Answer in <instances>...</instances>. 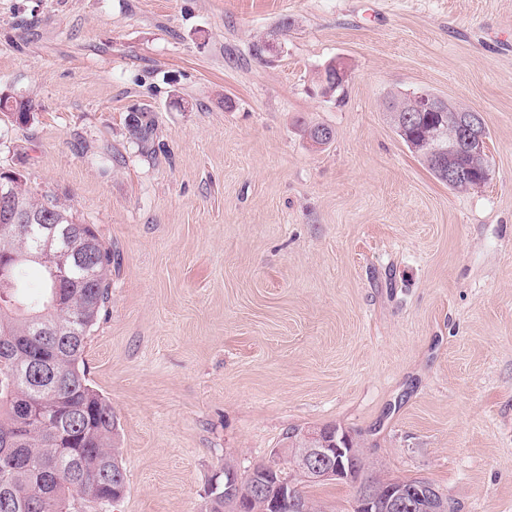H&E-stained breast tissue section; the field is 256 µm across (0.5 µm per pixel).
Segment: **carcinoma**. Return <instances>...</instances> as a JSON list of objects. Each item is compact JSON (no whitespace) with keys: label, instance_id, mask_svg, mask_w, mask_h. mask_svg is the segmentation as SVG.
Here are the masks:
<instances>
[{"label":"carcinoma","instance_id":"cac0c4a2","mask_svg":"<svg viewBox=\"0 0 512 512\" xmlns=\"http://www.w3.org/2000/svg\"><path fill=\"white\" fill-rule=\"evenodd\" d=\"M443 112H420L407 123L393 122L405 142L419 146L427 134L439 131L443 146L454 143L458 107L444 104ZM0 111L16 115L24 123L32 105L0 94ZM470 172L448 183L464 191L481 179L482 162L466 157ZM10 184L19 201L18 210L0 213L1 224H49L48 233L31 237L21 233L0 235V251L27 253L32 259L12 268L14 287L0 298V512H110L119 499L121 463L114 445L116 420L112 406L87 378L83 354L87 338L109 300L112 252L90 224L75 222L72 213L45 194L34 197L26 177L19 172H1L0 183ZM43 271L41 293L27 292L26 266ZM44 408L56 412L57 423L48 426L29 420L30 412ZM366 471L379 488H413L416 512L444 496L429 481L418 478L384 479L369 461ZM92 486L99 492L77 502L74 485ZM275 487L287 478L272 474L268 465L256 464L240 487L224 492V485L211 489L210 512H237L238 497H247L252 483Z\"/></svg>","mask_w":512,"mask_h":512}]
</instances>
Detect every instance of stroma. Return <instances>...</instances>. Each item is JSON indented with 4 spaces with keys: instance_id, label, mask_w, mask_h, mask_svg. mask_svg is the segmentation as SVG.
Wrapping results in <instances>:
<instances>
[{
    "instance_id": "obj_1",
    "label": "stroma",
    "mask_w": 512,
    "mask_h": 512,
    "mask_svg": "<svg viewBox=\"0 0 512 512\" xmlns=\"http://www.w3.org/2000/svg\"><path fill=\"white\" fill-rule=\"evenodd\" d=\"M419 88L481 113L487 184L398 136L385 103ZM1 92L34 110L0 112V172L114 254L83 355L111 512H208L226 460L286 466L325 425L453 512H512V0H0Z\"/></svg>"
}]
</instances>
